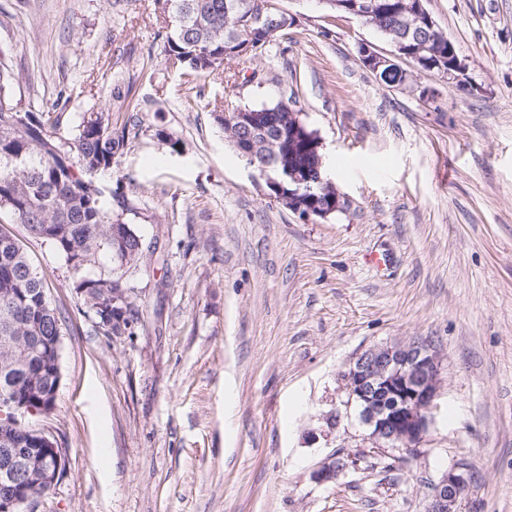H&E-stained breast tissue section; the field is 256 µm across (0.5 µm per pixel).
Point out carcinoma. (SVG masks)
I'll use <instances>...</instances> for the list:
<instances>
[{
    "label": "carcinoma",
    "instance_id": "1",
    "mask_svg": "<svg viewBox=\"0 0 512 512\" xmlns=\"http://www.w3.org/2000/svg\"><path fill=\"white\" fill-rule=\"evenodd\" d=\"M180 20L164 42L169 63L189 74H212L210 58L225 63L252 59L254 51L234 50L232 41L261 44L276 36L236 25L247 0H171ZM409 0H374L369 20L387 40L405 34L413 20L406 14ZM14 73L0 61V212L26 226L29 233L48 243L76 276L75 288L95 311L103 326L118 332L128 325L131 303L109 305L112 285L129 287L126 259L142 253V240L121 215L112 212L98 186L88 185L87 172L111 169L132 130H112L106 112H84L75 124L63 112L32 110L13 102ZM245 111L256 112L257 124L248 132L231 125V134L255 148V167L273 168L283 160L311 164L321 153L314 142L292 132V102L280 101ZM112 269L87 274L100 254ZM61 332L60 317L52 307L39 273L18 239L0 231V336L15 337L14 345L0 343V388L13 385L34 405L53 408L58 387L59 361L47 341ZM30 448L28 431L0 418V446Z\"/></svg>",
    "mask_w": 512,
    "mask_h": 512
}]
</instances>
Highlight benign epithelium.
I'll return each mask as SVG.
<instances>
[{"label":"benign epithelium","mask_w":512,"mask_h":512,"mask_svg":"<svg viewBox=\"0 0 512 512\" xmlns=\"http://www.w3.org/2000/svg\"><path fill=\"white\" fill-rule=\"evenodd\" d=\"M411 14L423 21L428 30L436 23L425 7V0H412ZM286 10L274 0L253 3L251 21L273 34L285 28ZM393 51L383 53L374 45L361 43L358 52L376 78L392 70L404 75L409 84L412 73L401 62L412 58L401 41L392 42ZM422 49L430 54L429 71L450 81H460L466 64L459 57L439 54L424 43ZM276 190L280 201L288 209L304 216L320 215L318 206L309 208L295 203L296 193L304 190L318 199L314 189L326 191L333 183L320 171L312 168L281 164L276 175L266 177ZM442 370L439 351L426 341H395L368 347L352 358L340 374L347 394L346 408L356 407L360 423L366 428L364 440L375 448H397L410 454L416 452L429 432L431 411L438 396ZM19 424L27 414L34 412L18 401L11 392L0 395V417L4 413ZM37 447L22 452L16 448H0V487L11 493L0 499V512H36L43 493L39 485H55L65 468V449L48 433H33ZM358 465V458L339 454L324 463L314 474L320 483L336 480L343 471ZM470 492L464 469L455 467L445 473L434 485L427 512H455V506Z\"/></svg>","instance_id":"7a95c632"}]
</instances>
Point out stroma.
Instances as JSON below:
<instances>
[{
  "instance_id": "35a3bbf8",
  "label": "stroma",
  "mask_w": 512,
  "mask_h": 512,
  "mask_svg": "<svg viewBox=\"0 0 512 512\" xmlns=\"http://www.w3.org/2000/svg\"><path fill=\"white\" fill-rule=\"evenodd\" d=\"M281 4L299 26L189 81L155 0H0L16 101L137 129L96 177L144 244L127 329L108 331L64 259L0 217L61 319L55 405L27 423L66 468L38 512H425L454 466L470 481L458 512H512V0H426L466 75L417 71L406 89L359 61V43L391 50L375 27ZM290 98L346 199L324 218L277 201L214 120ZM413 340L442 372L404 455L344 417L340 373ZM339 452L358 467L317 482Z\"/></svg>"
}]
</instances>
